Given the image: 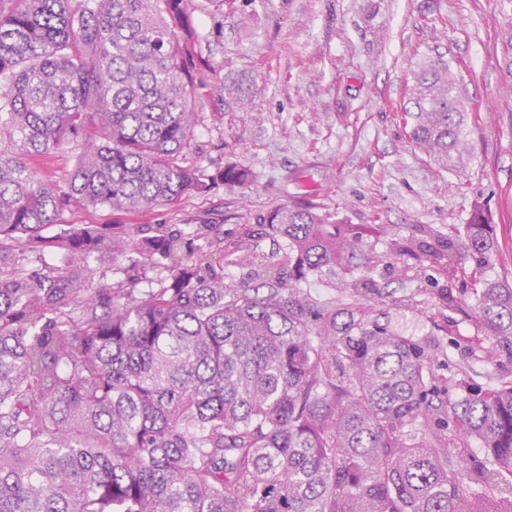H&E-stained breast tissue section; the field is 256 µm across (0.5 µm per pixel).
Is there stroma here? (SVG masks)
Masks as SVG:
<instances>
[{"instance_id":"1","label":"stroma","mask_w":512,"mask_h":512,"mask_svg":"<svg viewBox=\"0 0 512 512\" xmlns=\"http://www.w3.org/2000/svg\"><path fill=\"white\" fill-rule=\"evenodd\" d=\"M193 24L205 89L190 158L209 172L244 166L249 181L134 214L76 208L66 225L181 229L210 211L223 215L219 230L229 237L277 206L309 200L367 227V270L311 278L304 289L315 301L346 303L343 280L370 273L384 290L368 301L371 315L392 332L431 343L449 401L512 372L511 353L476 344L465 292L471 259L442 275L390 255L391 239L414 225L459 228L479 204L497 244L486 276L512 281V79L502 54L512 0H226L221 12L195 11ZM433 61L448 63L474 102L470 153L448 172L413 145L402 118L415 74ZM232 82L249 95L250 108L225 99ZM448 291L458 309L444 306Z\"/></svg>"}]
</instances>
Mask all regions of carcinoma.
<instances>
[{"label": "carcinoma", "mask_w": 512, "mask_h": 512, "mask_svg": "<svg viewBox=\"0 0 512 512\" xmlns=\"http://www.w3.org/2000/svg\"><path fill=\"white\" fill-rule=\"evenodd\" d=\"M216 0H0V252L61 253L0 268V512H512V380L448 401L430 345L301 284L347 270L362 228L313 203L271 210L280 260L224 283L255 229L110 224L51 234L76 206L142 212L204 198L248 172L187 153L200 124V36ZM411 138L440 168L467 152L470 101L442 62L412 88ZM74 154L64 185L36 163ZM488 211L443 236L417 224L390 254L436 272L474 262L471 311L512 347V283L483 278ZM134 253L156 288L94 283L90 260ZM433 441H416L418 431ZM487 454L474 458L471 440ZM500 487L496 498L472 492ZM24 265L30 270H45V266H56L62 263L60 254L58 253H45L44 255L38 253L22 252L20 250H12L9 253L8 259L5 260V264L0 265L6 270L9 267L14 266L16 263Z\"/></svg>", "instance_id": "cac0c4a2"}]
</instances>
